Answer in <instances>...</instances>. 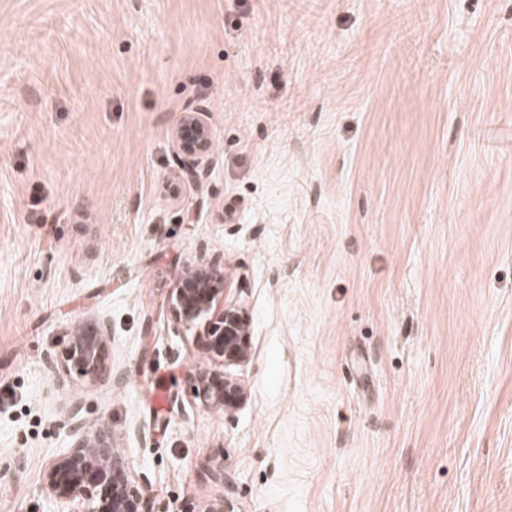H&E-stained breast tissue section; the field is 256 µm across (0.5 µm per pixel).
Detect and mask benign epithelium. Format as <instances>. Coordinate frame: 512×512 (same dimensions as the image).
I'll list each match as a JSON object with an SVG mask.
<instances>
[{
    "label": "benign epithelium",
    "instance_id": "1",
    "mask_svg": "<svg viewBox=\"0 0 512 512\" xmlns=\"http://www.w3.org/2000/svg\"><path fill=\"white\" fill-rule=\"evenodd\" d=\"M172 137L179 151V183L200 184L213 163L212 130L200 104L186 108ZM229 277L220 258L199 257L179 273L170 295L176 330L203 329L204 362L186 381L194 400L207 409L231 413L246 400L245 387L225 368L241 365L251 355V319L247 308L224 297ZM53 378L96 382L110 372L109 329L103 323L68 334L64 347L48 357ZM74 444L46 467L44 488L62 502L87 505L84 512H142L149 484L127 475L112 428L87 429L79 405L70 412Z\"/></svg>",
    "mask_w": 512,
    "mask_h": 512
}]
</instances>
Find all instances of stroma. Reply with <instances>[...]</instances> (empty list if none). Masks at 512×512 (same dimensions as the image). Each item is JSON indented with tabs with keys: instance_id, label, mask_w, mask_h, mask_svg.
<instances>
[{
	"instance_id": "35a3bbf8",
	"label": "stroma",
	"mask_w": 512,
	"mask_h": 512,
	"mask_svg": "<svg viewBox=\"0 0 512 512\" xmlns=\"http://www.w3.org/2000/svg\"><path fill=\"white\" fill-rule=\"evenodd\" d=\"M203 254L252 321L229 414L169 311ZM79 322L114 380L50 377ZM76 402L148 512H512V0H0V512H81ZM200 104L190 105L181 114L172 137L179 151V183L199 185L213 163L212 130Z\"/></svg>"
}]
</instances>
